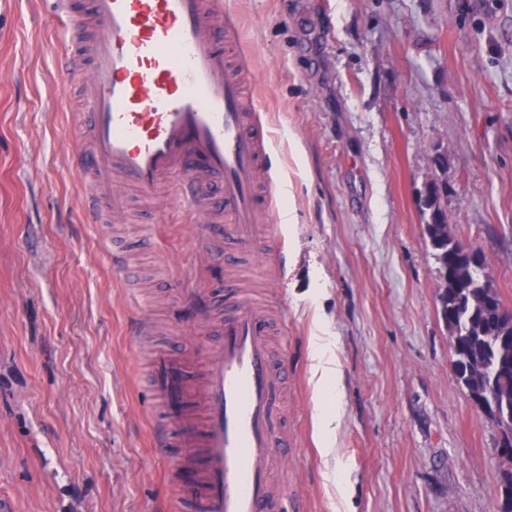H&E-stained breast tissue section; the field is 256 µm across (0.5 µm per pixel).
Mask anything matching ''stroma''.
Masks as SVG:
<instances>
[{
  "label": "stroma",
  "instance_id": "obj_1",
  "mask_svg": "<svg viewBox=\"0 0 512 512\" xmlns=\"http://www.w3.org/2000/svg\"><path fill=\"white\" fill-rule=\"evenodd\" d=\"M63 0H0V501L10 512H159L160 349L195 362L224 257L172 187L89 223L72 165L80 75ZM252 119L270 134L275 242L241 262L280 322L298 512H496L499 432L451 369L422 196L512 309V0H224ZM329 342L342 394L318 393ZM338 413L332 453L321 413ZM312 381L316 387L323 388L329 385L339 386V367L332 355L327 354L323 347H317L311 354Z\"/></svg>",
  "mask_w": 512,
  "mask_h": 512
}]
</instances>
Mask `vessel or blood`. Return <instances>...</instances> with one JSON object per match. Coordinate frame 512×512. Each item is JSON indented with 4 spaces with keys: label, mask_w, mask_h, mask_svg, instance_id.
Returning <instances> with one entry per match:
<instances>
[{
    "label": "vessel or blood",
    "mask_w": 512,
    "mask_h": 512,
    "mask_svg": "<svg viewBox=\"0 0 512 512\" xmlns=\"http://www.w3.org/2000/svg\"><path fill=\"white\" fill-rule=\"evenodd\" d=\"M222 12L223 0H89L73 19L64 66L89 70L74 134L89 142L78 171L92 223L128 206L115 197L100 204L113 176L144 199L170 184L187 211L223 215V227L202 225L198 241L212 252L233 245L229 266L235 255L265 254L274 227L258 221L268 137L244 110L241 72L225 61L237 36L219 30ZM273 332L263 305L230 276L222 346L202 374L168 351L154 364L162 413L153 445L170 473H194L178 492L185 512H288V487L276 485L275 467L295 442L281 403L288 361L274 356Z\"/></svg>",
    "instance_id": "obj_1"
}]
</instances>
